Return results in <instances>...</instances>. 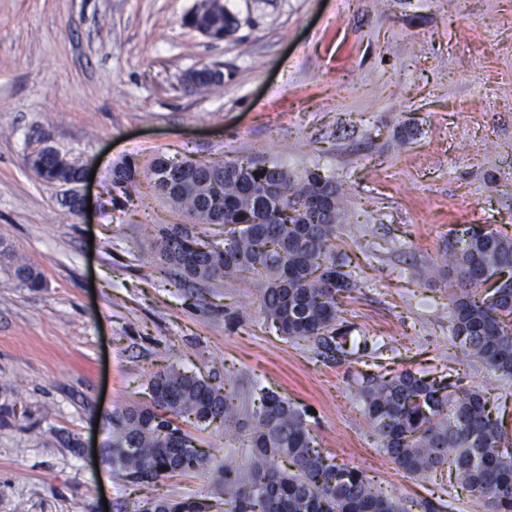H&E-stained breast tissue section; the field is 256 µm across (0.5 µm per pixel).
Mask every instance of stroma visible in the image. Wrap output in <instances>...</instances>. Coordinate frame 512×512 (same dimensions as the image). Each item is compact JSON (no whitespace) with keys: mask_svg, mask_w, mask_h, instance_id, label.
Wrapping results in <instances>:
<instances>
[{"mask_svg":"<svg viewBox=\"0 0 512 512\" xmlns=\"http://www.w3.org/2000/svg\"><path fill=\"white\" fill-rule=\"evenodd\" d=\"M198 0H0V241L37 267H0V512H149L196 499L224 512V469L244 463L216 426L182 422L207 465L132 484L106 460L112 412L150 401L174 365L230 393L242 416L266 388L306 413L326 455L411 512H488L449 468L415 477L381 450L351 393L362 372L446 375L482 391L512 447V378L459 366L448 342L461 291L441 256L456 232L512 235V0H230L239 28L186 25ZM209 65L223 84L183 92ZM413 135L402 147L400 127ZM50 147L95 169L91 216L63 204L26 157ZM159 154L273 159L331 176L347 196L342 250L358 286L340 317L382 336L381 356L321 355L267 320L251 274L178 284L159 269V224L183 217L112 170ZM83 447L60 442L59 432ZM140 175L138 168L130 162L117 164L112 171V192L115 195H126ZM0 263L8 268L13 279L20 285L26 288H42L43 279L40 271L8 248L0 251Z\"/></svg>","mask_w":512,"mask_h":512,"instance_id":"1","label":"stroma"}]
</instances>
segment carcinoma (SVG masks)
<instances>
[{
  "label": "carcinoma",
  "instance_id": "obj_1",
  "mask_svg": "<svg viewBox=\"0 0 512 512\" xmlns=\"http://www.w3.org/2000/svg\"><path fill=\"white\" fill-rule=\"evenodd\" d=\"M185 22L221 41L238 29L229 10L194 8ZM35 173L54 184L73 182L77 169L57 153L28 157ZM140 175L130 162L112 171V192L127 194ZM149 177L157 194L200 224L224 225V246L201 240L185 224L157 229L156 263L185 277L219 280L238 272L258 276L260 308L290 340L309 341L338 357L370 356L386 347L366 331L340 328L336 297L357 282L339 257L336 241L343 194L315 170L297 177L272 163L240 159L202 163L156 156ZM448 247V273L464 291L453 296L449 340L457 361L481 362L512 377V236L465 230ZM0 263L26 288H40V271L5 248ZM152 403L112 413V451L132 483L151 482L169 471L201 468L209 454L174 424L179 417L220 421L241 429L233 398L206 379L167 368L150 377ZM383 452L403 471L426 476L445 464L455 483L488 502L490 512H512V451H505L501 424L476 390L405 370L389 379L368 377L355 387ZM252 479L224 478L227 512H409L359 469L334 462L318 448L304 412L278 393L260 389L248 423ZM293 470L279 467L281 459ZM162 512H208L186 499L158 504Z\"/></svg>",
  "mask_w": 512,
  "mask_h": 512
}]
</instances>
